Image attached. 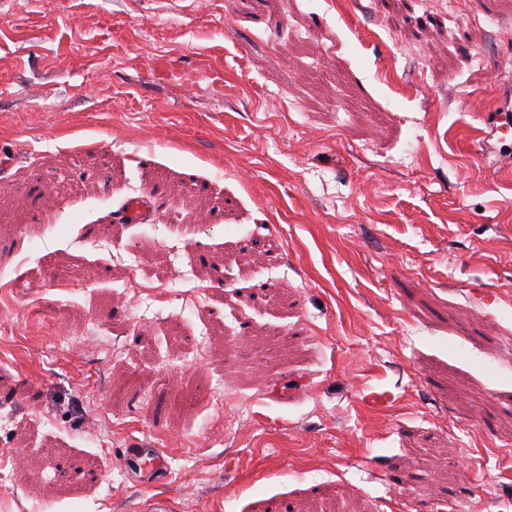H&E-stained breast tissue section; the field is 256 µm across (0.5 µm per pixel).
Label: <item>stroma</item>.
<instances>
[{
	"mask_svg": "<svg viewBox=\"0 0 512 512\" xmlns=\"http://www.w3.org/2000/svg\"><path fill=\"white\" fill-rule=\"evenodd\" d=\"M391 2L0 0V512H512V24ZM156 208L157 201L155 199L130 198L123 205L120 217L126 223L137 224L143 222ZM121 461L127 472L152 480L166 477L168 470L166 452L161 448H124Z\"/></svg>",
	"mask_w": 512,
	"mask_h": 512,
	"instance_id": "1",
	"label": "stroma"
}]
</instances>
